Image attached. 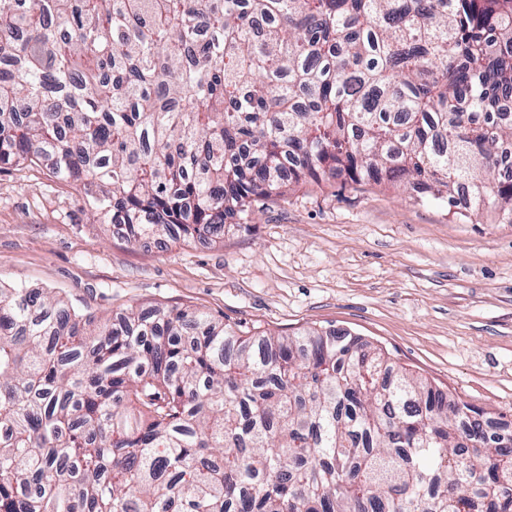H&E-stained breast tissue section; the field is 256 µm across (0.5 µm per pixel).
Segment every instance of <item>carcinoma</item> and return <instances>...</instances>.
Wrapping results in <instances>:
<instances>
[{
  "label": "carcinoma",
  "mask_w": 512,
  "mask_h": 512,
  "mask_svg": "<svg viewBox=\"0 0 512 512\" xmlns=\"http://www.w3.org/2000/svg\"><path fill=\"white\" fill-rule=\"evenodd\" d=\"M512 0H0V166L129 242L307 178L512 224ZM348 332L0 285V512H512V435Z\"/></svg>",
  "instance_id": "obj_1"
}]
</instances>
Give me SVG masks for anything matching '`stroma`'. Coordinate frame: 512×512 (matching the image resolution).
<instances>
[{
  "instance_id": "35a3bbf8",
  "label": "stroma",
  "mask_w": 512,
  "mask_h": 512,
  "mask_svg": "<svg viewBox=\"0 0 512 512\" xmlns=\"http://www.w3.org/2000/svg\"><path fill=\"white\" fill-rule=\"evenodd\" d=\"M219 241L128 244L74 184L0 169V282L100 316L193 308L243 332L345 330L395 366L512 421V224L452 218L414 189L306 181Z\"/></svg>"
}]
</instances>
